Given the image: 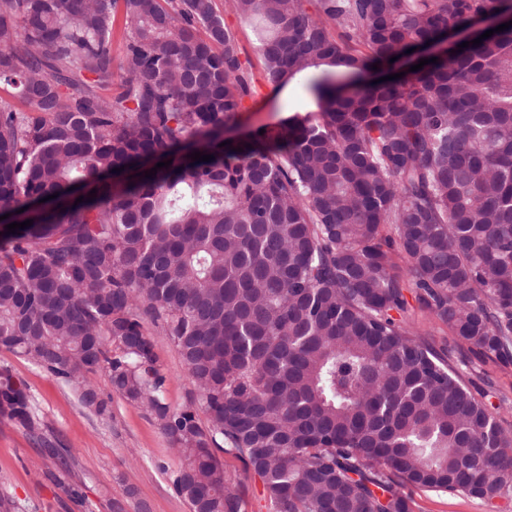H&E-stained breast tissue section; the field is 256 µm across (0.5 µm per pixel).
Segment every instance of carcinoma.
<instances>
[{
	"label": "carcinoma",
	"mask_w": 512,
	"mask_h": 512,
	"mask_svg": "<svg viewBox=\"0 0 512 512\" xmlns=\"http://www.w3.org/2000/svg\"><path fill=\"white\" fill-rule=\"evenodd\" d=\"M308 3L230 0L262 80L302 76L318 107L239 135L254 77L214 0H0V91L22 103L0 98V349L99 416L106 372L175 447L190 512H246L221 453L269 512H411L408 486L511 498L512 432L405 292L456 344L512 357V26L427 52L512 0ZM375 63L405 76L336 82ZM148 320L198 392L180 410ZM0 415L38 424L6 369Z\"/></svg>",
	"instance_id": "cac0c4a2"
}]
</instances>
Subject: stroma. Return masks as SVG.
<instances>
[{"label": "stroma", "mask_w": 512, "mask_h": 512, "mask_svg": "<svg viewBox=\"0 0 512 512\" xmlns=\"http://www.w3.org/2000/svg\"><path fill=\"white\" fill-rule=\"evenodd\" d=\"M301 80L280 92L256 82L243 130L276 124L292 112L315 111ZM417 327L449 361L462 368L466 380L489 393L497 404L500 426L512 431V361L455 344L445 325L414 314ZM154 350L166 377L164 396L172 409L195 397L181 356L166 336L154 334ZM32 393L39 428L28 431L0 416V494L15 503L14 512H112L120 501L123 512H190L176 491L173 474L179 461L157 421L142 407L113 392L107 374L92 381L109 398L111 413L101 417L85 408L76 390L47 371L7 351L0 368ZM414 512H512V499L481 501L431 489H411Z\"/></svg>", "instance_id": "stroma-1"}]
</instances>
